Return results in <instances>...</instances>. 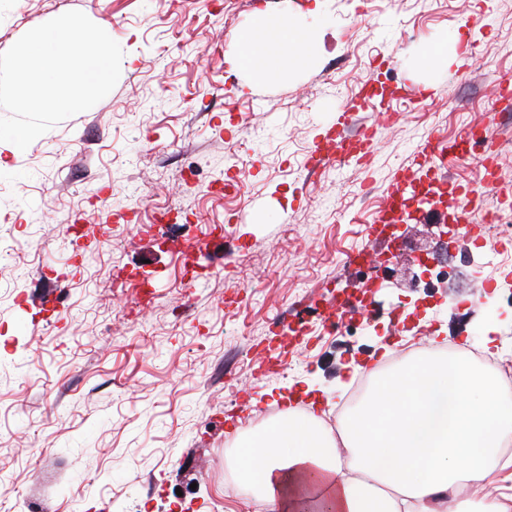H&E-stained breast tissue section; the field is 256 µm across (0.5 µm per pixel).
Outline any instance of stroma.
Listing matches in <instances>:
<instances>
[{
	"instance_id": "1",
	"label": "stroma",
	"mask_w": 512,
	"mask_h": 512,
	"mask_svg": "<svg viewBox=\"0 0 512 512\" xmlns=\"http://www.w3.org/2000/svg\"><path fill=\"white\" fill-rule=\"evenodd\" d=\"M319 8L318 18L309 9ZM80 11L119 43L115 88L27 149L0 142V228L18 241L0 266V512H253L225 491L234 428L263 424L279 393L313 388L347 401L344 364L380 368L387 336L336 335L319 302L352 287L350 252L371 247L391 184L433 135L452 140L488 120L493 80L512 73V0H0V53L27 31ZM314 26L318 57L268 82L240 69V34L257 12ZM466 63L420 67L451 36ZM421 69L424 98L397 97ZM381 81L370 156L309 169L314 141L363 83ZM397 110L377 123V110ZM495 191L474 159L446 174L475 184L469 222L512 195V111L499 113ZM240 192H221L230 178ZM224 235L210 245L208 229ZM454 225L411 219L382 251L380 314L407 313L399 343L443 335L445 348L493 336L512 355V285L479 299L488 249ZM453 236L447 287H411L417 259ZM199 246L203 271L182 276L172 239ZM57 289L56 303L39 295ZM464 300V316L451 303ZM300 315L309 345L282 335Z\"/></svg>"
}]
</instances>
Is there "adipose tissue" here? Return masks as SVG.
Masks as SVG:
<instances>
[{"label": "adipose tissue", "mask_w": 512, "mask_h": 512, "mask_svg": "<svg viewBox=\"0 0 512 512\" xmlns=\"http://www.w3.org/2000/svg\"><path fill=\"white\" fill-rule=\"evenodd\" d=\"M274 37L249 31L243 70L311 60L314 29L281 19ZM512 443V393L497 373L431 348L374 375L362 401L330 434L298 408L236 433L232 466L267 512H512L494 494Z\"/></svg>", "instance_id": "1"}]
</instances>
